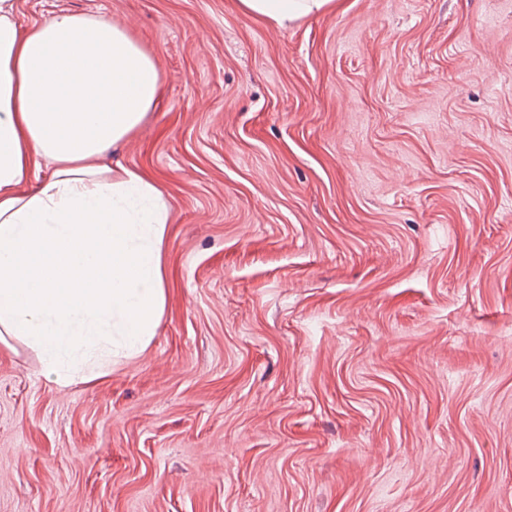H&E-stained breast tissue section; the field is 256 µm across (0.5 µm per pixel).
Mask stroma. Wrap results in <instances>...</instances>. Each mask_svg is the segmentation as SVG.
<instances>
[{"mask_svg":"<svg viewBox=\"0 0 512 512\" xmlns=\"http://www.w3.org/2000/svg\"><path fill=\"white\" fill-rule=\"evenodd\" d=\"M125 27L170 207L148 345L0 339V512H512V0H17ZM237 5L254 17L283 26L314 13L333 9L336 0H237Z\"/></svg>","mask_w":512,"mask_h":512,"instance_id":"35a3bbf8","label":"stroma"}]
</instances>
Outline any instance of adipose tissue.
<instances>
[{"label":"adipose tissue","instance_id":"1","mask_svg":"<svg viewBox=\"0 0 512 512\" xmlns=\"http://www.w3.org/2000/svg\"><path fill=\"white\" fill-rule=\"evenodd\" d=\"M237 5L281 26L336 0ZM159 82L111 20L59 11L24 28L0 0V336L36 348L60 385L144 349L164 310L168 201L144 171L104 162Z\"/></svg>","mask_w":512,"mask_h":512}]
</instances>
